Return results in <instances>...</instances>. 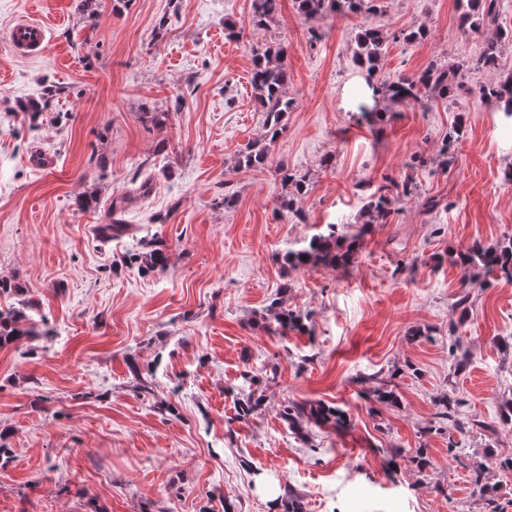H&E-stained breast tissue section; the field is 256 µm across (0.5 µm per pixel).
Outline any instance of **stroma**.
<instances>
[{
    "mask_svg": "<svg viewBox=\"0 0 512 512\" xmlns=\"http://www.w3.org/2000/svg\"><path fill=\"white\" fill-rule=\"evenodd\" d=\"M379 4L373 16L307 20L279 0L276 21L255 30L251 0H0V277L23 289L0 308L33 299L41 330L0 350V430L13 450L0 512H200L226 501L275 512L286 484L304 512H489L473 493L476 469L512 512L498 468L512 458V424L500 420L512 394V283L476 280L463 315L448 262L474 241L512 238V128L472 93L491 79L484 69L446 102L382 101L397 111L385 124L344 110L365 24L428 30L389 43L377 85L474 60L485 40L459 28L457 0ZM30 16L48 30L38 59L3 39ZM270 41L287 49L293 106L272 164L246 170L239 151L266 132L252 49ZM49 85L59 94L28 112ZM146 107L164 121H143ZM458 122L464 136L441 167ZM416 154L426 166L410 167ZM280 162L310 186L303 217L279 208ZM386 174L438 207L395 202L392 223L368 225L347 267L284 269L287 246L356 223L365 185ZM143 182L149 194L120 214L130 234L102 241L113 201ZM89 194L95 209L80 210ZM154 237L169 266L139 273L126 258ZM277 297L303 314L304 331L268 332ZM245 370L261 406L241 420ZM385 385L397 404L376 400ZM447 394L455 413L443 421ZM288 400L336 405L349 424L297 436L280 416ZM418 448L432 462L424 472Z\"/></svg>",
    "mask_w": 512,
    "mask_h": 512,
    "instance_id": "stroma-1",
    "label": "stroma"
}]
</instances>
